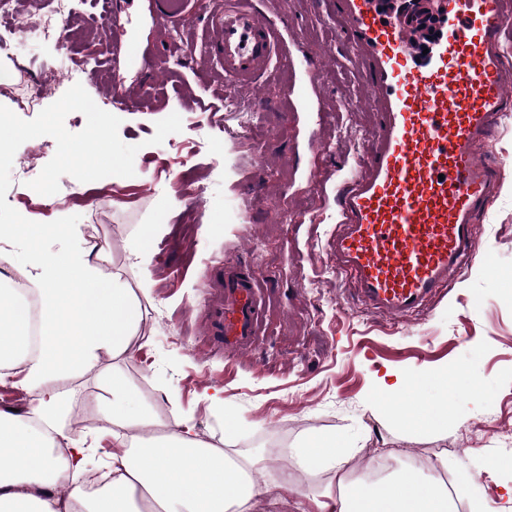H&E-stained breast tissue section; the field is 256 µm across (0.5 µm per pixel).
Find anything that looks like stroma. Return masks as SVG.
Here are the masks:
<instances>
[{
	"mask_svg": "<svg viewBox=\"0 0 512 512\" xmlns=\"http://www.w3.org/2000/svg\"><path fill=\"white\" fill-rule=\"evenodd\" d=\"M117 39L99 38L95 11L79 0L68 45L19 39L0 64L26 65L13 94L43 79L39 63L82 64L97 53L106 74L91 72L50 83L31 110L0 92V224H72L106 253L105 277L137 287L140 349L120 362L111 355L64 380L81 421L74 439L99 436L108 381L120 370L151 405L160 428L187 421L198 437L224 444V418L239 431L235 448L264 457L260 478L280 470L281 453L307 436L336 430L354 438L352 477L393 471L401 463L447 455L449 470L474 477L472 490L490 512H512L501 499L512 470L488 472L485 462L512 449V118L483 146L504 182L477 218L474 261L451 277L447 295L417 319L393 322L348 297L327 241L335 230L336 184L365 147L372 109L338 108L363 97L355 64L330 0H255L293 49L289 72L259 90L226 100L209 45L205 0L176 29L157 24L145 0H116ZM296 88L287 97L284 87ZM130 96L112 106L114 92ZM98 101L110 156L89 142L85 115L73 96ZM77 144L79 160L60 149ZM162 225L142 264L130 242L147 225ZM244 265L265 301L256 344L239 351L214 345L202 332L223 289L213 269ZM454 371L448 435L440 438L393 422L374 400L386 372ZM224 399L223 413L211 407ZM97 459L112 452L99 436Z\"/></svg>",
	"mask_w": 512,
	"mask_h": 512,
	"instance_id": "obj_1",
	"label": "stroma"
}]
</instances>
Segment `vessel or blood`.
I'll use <instances>...</instances> for the list:
<instances>
[{"label":"vessel or blood","mask_w":512,"mask_h":512,"mask_svg":"<svg viewBox=\"0 0 512 512\" xmlns=\"http://www.w3.org/2000/svg\"><path fill=\"white\" fill-rule=\"evenodd\" d=\"M427 54L409 45L388 10L369 0H333L341 36L373 92L377 119L368 147L336 191L340 219L328 248L346 288L395 321L446 295L451 276L477 254V216L503 183L478 147L492 141L512 98L500 37L512 27V0H451ZM171 23L185 0H151ZM224 92L256 87L292 59L277 28L252 0H224L212 20ZM224 300L208 335L236 349L259 334V283L247 270H223Z\"/></svg>","instance_id":"1"}]
</instances>
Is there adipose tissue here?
Segmentation results:
<instances>
[{"mask_svg": "<svg viewBox=\"0 0 512 512\" xmlns=\"http://www.w3.org/2000/svg\"><path fill=\"white\" fill-rule=\"evenodd\" d=\"M78 237L75 248L45 253L48 237ZM27 247L25 257L14 241ZM105 259L92 240L59 224L0 225V384L10 383L18 406H0V512H259L261 503L290 512H486L471 491L473 478L455 474L452 484L400 467L370 479L341 478L331 488L302 494L288 472L257 481L258 460L230 453L235 424L224 431L225 447L204 442L191 426L157 432L158 422L120 372H113L112 400L100 415L114 452L109 480L94 493L84 489L92 444L74 440L62 427L72 391L60 381L90 369L100 354L113 359L140 347V297L152 294L149 279L130 289L105 278ZM41 306L40 341L29 336L25 295ZM447 375H395L379 385L378 404L428 434H447L448 399H425ZM350 437L324 432L291 449L303 473L340 474L352 459Z\"/></svg>", "mask_w": 512, "mask_h": 512, "instance_id": "adipose-tissue-1", "label": "adipose tissue"}]
</instances>
